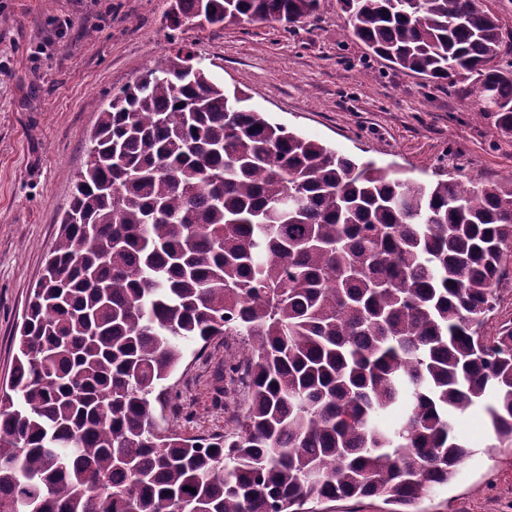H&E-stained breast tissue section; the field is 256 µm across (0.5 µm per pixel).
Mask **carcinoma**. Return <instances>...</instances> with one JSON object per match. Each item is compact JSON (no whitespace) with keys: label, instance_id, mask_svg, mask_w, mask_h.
I'll use <instances>...</instances> for the list:
<instances>
[{"label":"carcinoma","instance_id":"cac0c4a2","mask_svg":"<svg viewBox=\"0 0 512 512\" xmlns=\"http://www.w3.org/2000/svg\"><path fill=\"white\" fill-rule=\"evenodd\" d=\"M489 0H338L376 57L512 134V46ZM319 0H175L168 28L295 24ZM0 391V512H414L512 447V185L422 183L232 108L190 51L99 112ZM244 336L231 432L153 427L185 344ZM405 409L392 428L383 413ZM195 492L188 491V488ZM510 280L509 284L501 293L500 306L497 312L489 319L485 331L488 334L496 332L502 324H512V261L510 263ZM319 508L320 512H387L391 506L381 498L368 497L326 502Z\"/></svg>","mask_w":512,"mask_h":512}]
</instances>
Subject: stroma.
Instances as JSON below:
<instances>
[{
  "label": "stroma",
  "instance_id": "1",
  "mask_svg": "<svg viewBox=\"0 0 512 512\" xmlns=\"http://www.w3.org/2000/svg\"><path fill=\"white\" fill-rule=\"evenodd\" d=\"M172 0H0V389L33 290L72 199L99 112L154 62L190 50L226 92H242L270 122L406 178L505 183L512 135L447 82H429L370 54L337 0L285 29L187 24L172 31ZM243 338L189 346L169 378L158 423L185 436L230 431L247 409ZM474 453L419 512H512V448L491 447L485 416L459 418Z\"/></svg>",
  "mask_w": 512,
  "mask_h": 512
}]
</instances>
